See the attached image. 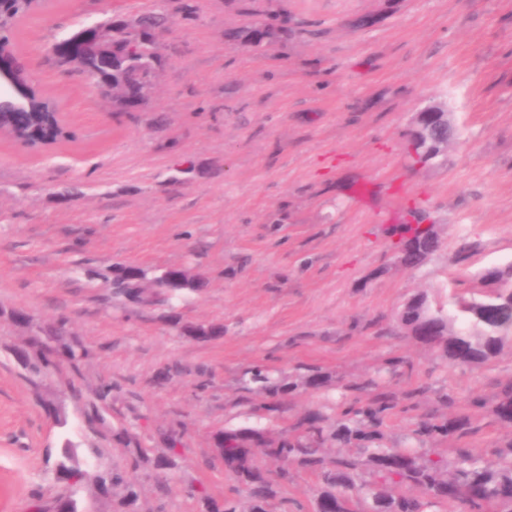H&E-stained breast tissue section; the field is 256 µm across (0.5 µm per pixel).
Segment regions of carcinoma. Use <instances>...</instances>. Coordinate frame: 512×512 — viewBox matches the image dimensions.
Returning a JSON list of instances; mask_svg holds the SVG:
<instances>
[{
  "label": "carcinoma",
  "instance_id": "carcinoma-1",
  "mask_svg": "<svg viewBox=\"0 0 512 512\" xmlns=\"http://www.w3.org/2000/svg\"><path fill=\"white\" fill-rule=\"evenodd\" d=\"M42 0H9L0 9V37L3 48L18 54L13 34L19 23L37 10ZM165 10H150L118 21L109 19L101 26L114 32L112 60L98 61L79 70L84 82L105 87L107 78L125 86L124 96L112 97L121 112H135L148 99L161 65L156 34L174 24ZM288 32V14H270L249 32L260 46ZM17 79L23 103L30 110L17 116L0 112V136L12 142L25 141L39 149L75 139L60 119L58 103L28 79L24 63H19ZM448 141V124L433 126L431 140L418 149V164H428L440 156L439 145ZM391 236L397 238L401 260L416 267L438 250V237L419 224H394ZM115 290L143 305L153 304V292L146 286V273L136 267L116 266ZM485 277L501 285L484 299L453 296L454 311L435 309L425 294L411 298L398 314L399 323L416 340L436 347L452 366L484 365L502 350L505 334L512 330V263L490 268ZM167 288V299L185 293H200L207 282L182 268H171L154 278V285ZM16 359L33 375L73 369L89 356V350L69 340L60 323L30 336L14 351ZM251 380L259 384L263 400L258 410L279 407L296 385L273 380L258 367ZM331 378L315 368L307 369L304 384L311 388L330 385ZM388 381L379 377L364 384L345 386L347 391L377 390L365 404L349 409L336 424L327 423L319 410H311L297 420L288 433L274 436L262 428H226L214 435L222 444L219 455L224 472L233 485L223 498L203 492L199 496L202 512H270L290 470L301 469L315 476L316 487L311 512H441L448 503H458L464 512H512V438L486 451L493 457L474 453L462 440L474 432L471 415L464 411L435 421H421L410 431L416 446L397 447L387 443L384 417L399 404L398 396L387 390ZM493 414L512 426V380L500 386ZM455 440L453 463L437 456L433 445ZM111 440L122 446L132 466H146L165 476L179 466L177 440L168 438L169 452L152 456L139 437L127 429L115 430ZM356 445L361 458L336 452ZM77 448L64 441L53 463L56 481L67 492L54 502V512H79L77 491L85 481H94L98 490L109 493L115 487L124 494L116 512H140L139 493L125 472L113 469L90 475L75 463Z\"/></svg>",
  "mask_w": 512,
  "mask_h": 512
}]
</instances>
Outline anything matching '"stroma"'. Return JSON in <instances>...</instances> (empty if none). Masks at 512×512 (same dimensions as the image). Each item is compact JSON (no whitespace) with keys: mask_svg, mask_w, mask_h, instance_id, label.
<instances>
[{"mask_svg":"<svg viewBox=\"0 0 512 512\" xmlns=\"http://www.w3.org/2000/svg\"><path fill=\"white\" fill-rule=\"evenodd\" d=\"M159 4L175 23L159 36L162 65L142 110L118 111L56 65L57 40ZM281 10L288 31L276 40L226 39ZM366 16L374 25L355 27ZM19 48L33 81L63 101L75 140L39 152L0 140V512L36 501L51 512L64 487L46 457L66 440L99 449V471L127 469L141 512H199L198 489L219 498L230 487L215 431L278 434L311 409L339 418L368 398L341 385L395 358L411 369L390 382L403 396L386 420L390 441L447 415V395L471 415L468 447L512 437L492 412L512 380V342L489 365L451 366L398 321L420 293L441 307L454 288L482 297L493 288L485 270L512 262V0H45L21 24ZM432 103L456 134L421 165L406 134ZM413 208L441 241L416 269L386 233ZM464 239L475 248L453 263ZM117 264L152 277L182 267L209 286L142 308L113 295ZM174 315L223 324L224 335L185 338ZM60 320L93 356L79 373L31 380L13 350ZM257 366L296 382L283 409L254 412ZM310 366L332 386H302ZM105 384L103 418L87 422ZM473 397L482 407L469 408ZM123 427L154 455L163 433L179 434L183 459L166 484L128 470L107 438ZM315 484L293 471L273 512H307Z\"/></svg>","mask_w":512,"mask_h":512,"instance_id":"stroma-1","label":"stroma"}]
</instances>
